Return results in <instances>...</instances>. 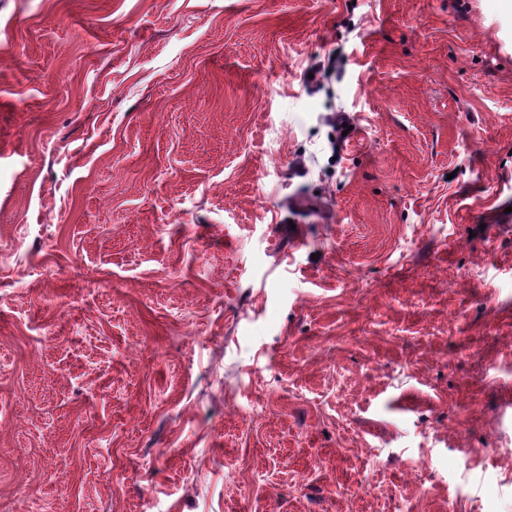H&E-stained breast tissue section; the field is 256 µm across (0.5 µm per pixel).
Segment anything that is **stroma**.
Listing matches in <instances>:
<instances>
[{
	"mask_svg": "<svg viewBox=\"0 0 512 512\" xmlns=\"http://www.w3.org/2000/svg\"><path fill=\"white\" fill-rule=\"evenodd\" d=\"M0 512H512L502 0H0Z\"/></svg>",
	"mask_w": 512,
	"mask_h": 512,
	"instance_id": "35a3bbf8",
	"label": "stroma"
}]
</instances>
